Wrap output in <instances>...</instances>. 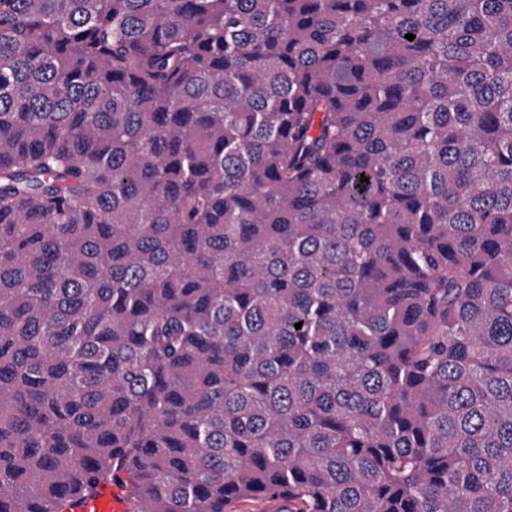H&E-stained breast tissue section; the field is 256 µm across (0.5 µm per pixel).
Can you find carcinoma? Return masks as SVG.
I'll return each instance as SVG.
<instances>
[{
	"label": "carcinoma",
	"instance_id": "cac0c4a2",
	"mask_svg": "<svg viewBox=\"0 0 512 512\" xmlns=\"http://www.w3.org/2000/svg\"><path fill=\"white\" fill-rule=\"evenodd\" d=\"M121 471L512 512V0H0V512Z\"/></svg>",
	"mask_w": 512,
	"mask_h": 512
}]
</instances>
